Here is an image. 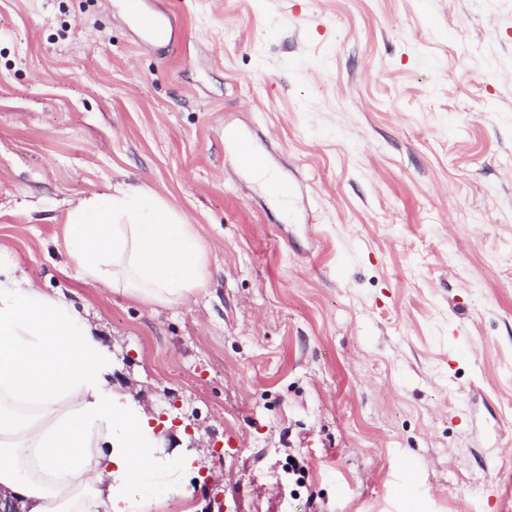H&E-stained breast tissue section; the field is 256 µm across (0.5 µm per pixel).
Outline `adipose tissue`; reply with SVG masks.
<instances>
[{
	"label": "adipose tissue",
	"instance_id": "obj_1",
	"mask_svg": "<svg viewBox=\"0 0 512 512\" xmlns=\"http://www.w3.org/2000/svg\"><path fill=\"white\" fill-rule=\"evenodd\" d=\"M66 224L71 259L91 283L148 305L204 284L195 236L148 188L82 198ZM108 370L70 305L32 286L0 287V497L20 512H130V488L151 474L152 428Z\"/></svg>",
	"mask_w": 512,
	"mask_h": 512
}]
</instances>
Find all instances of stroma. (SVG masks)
<instances>
[{"label":"stroma","instance_id":"obj_1","mask_svg":"<svg viewBox=\"0 0 512 512\" xmlns=\"http://www.w3.org/2000/svg\"><path fill=\"white\" fill-rule=\"evenodd\" d=\"M112 184L189 224L203 288L75 271ZM0 281L162 425L148 512H512V0H0ZM134 25L146 41H154L163 32L165 18L152 12H141L134 16ZM236 146L241 162L246 169L254 171L266 168L265 156L256 149L255 145L248 138L237 136Z\"/></svg>","mask_w":512,"mask_h":512}]
</instances>
